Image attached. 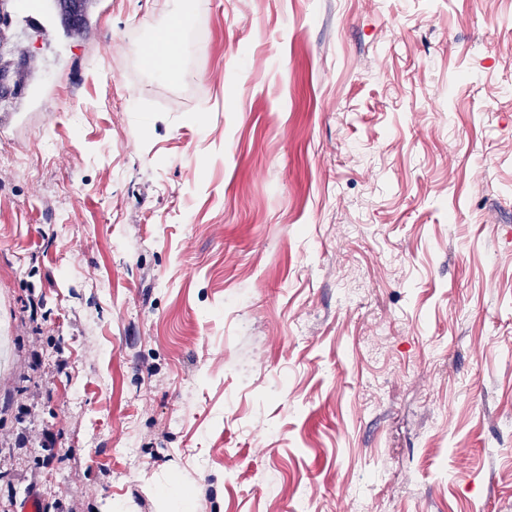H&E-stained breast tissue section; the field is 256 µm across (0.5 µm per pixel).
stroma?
I'll list each match as a JSON object with an SVG mask.
<instances>
[{
	"instance_id": "35a3bbf8",
	"label": "stroma",
	"mask_w": 512,
	"mask_h": 512,
	"mask_svg": "<svg viewBox=\"0 0 512 512\" xmlns=\"http://www.w3.org/2000/svg\"><path fill=\"white\" fill-rule=\"evenodd\" d=\"M177 8L12 29L0 512H512V0Z\"/></svg>"
}]
</instances>
